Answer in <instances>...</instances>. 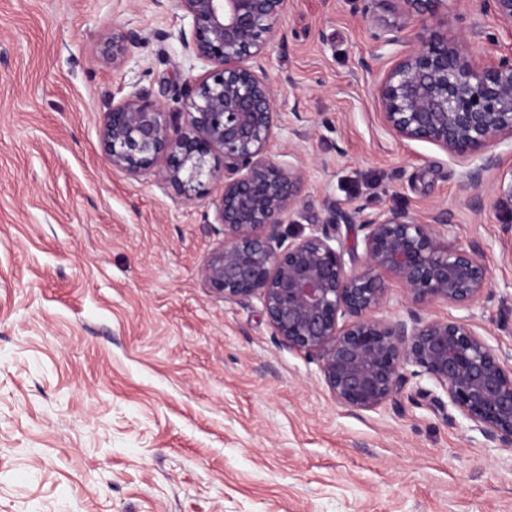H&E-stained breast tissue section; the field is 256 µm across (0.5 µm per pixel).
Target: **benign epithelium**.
Instances as JSON below:
<instances>
[{"mask_svg": "<svg viewBox=\"0 0 512 512\" xmlns=\"http://www.w3.org/2000/svg\"><path fill=\"white\" fill-rule=\"evenodd\" d=\"M192 19L181 31L185 51L216 66L187 83L185 127L174 122L152 89L141 87L103 113L101 141L112 167L132 176L166 162L162 176L185 197L212 174L209 155L224 154V187L217 220L224 242L200 270L203 283L226 301L261 300L279 344L315 355L336 403L369 412L393 401L413 376L425 375L448 404L489 442L512 447V353L493 349L465 320L375 316L396 282L417 300L466 305L489 284L478 253L441 243L435 225L402 209L368 216L361 224L364 260L349 269L328 221L301 238L281 230L293 224L306 184L301 159L276 162L269 146L277 127L276 93L264 68L274 26L287 0H174ZM408 12L435 17L448 0H401ZM484 12L512 32V0H478ZM143 36L112 33L106 57L125 63ZM376 115L399 141H423L480 164L466 172L473 186L498 167L492 148L512 139V57L484 63L460 43L424 25L413 45L395 53L377 82Z\"/></svg>", "mask_w": 512, "mask_h": 512, "instance_id": "benign-epithelium-1", "label": "benign epithelium"}]
</instances>
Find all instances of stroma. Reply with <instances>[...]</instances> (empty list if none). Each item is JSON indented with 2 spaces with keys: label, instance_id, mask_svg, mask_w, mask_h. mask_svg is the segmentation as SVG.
<instances>
[{
  "label": "stroma",
  "instance_id": "stroma-1",
  "mask_svg": "<svg viewBox=\"0 0 512 512\" xmlns=\"http://www.w3.org/2000/svg\"><path fill=\"white\" fill-rule=\"evenodd\" d=\"M419 23L398 0H288L266 63L270 153L285 164L297 147L307 171L286 231L335 220L360 257L365 216L450 210L438 238L479 252L488 294L418 302L395 286L381 314L465 319L511 353L512 205L494 174L470 186L466 164L376 117L386 42ZM190 27L174 0H0V512H512V447L436 408L432 380L348 412L259 299L204 285L224 239L221 151L189 200L107 161L112 99L147 87L183 112L186 82L212 72L178 39ZM447 28L485 59L512 56L473 0H448ZM128 29L145 40L113 67L106 42Z\"/></svg>",
  "mask_w": 512,
  "mask_h": 512
}]
</instances>
